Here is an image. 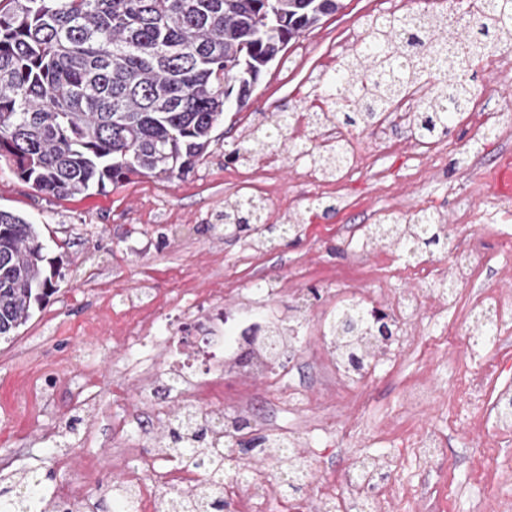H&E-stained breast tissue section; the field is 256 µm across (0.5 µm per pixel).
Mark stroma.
<instances>
[{
  "label": "stroma",
  "instance_id": "obj_1",
  "mask_svg": "<svg viewBox=\"0 0 512 512\" xmlns=\"http://www.w3.org/2000/svg\"><path fill=\"white\" fill-rule=\"evenodd\" d=\"M341 9L292 41L261 75L246 106L228 104L210 144L193 170L172 180L135 176L85 194L58 198L34 190L0 165V209L34 224L48 262L57 267L56 291L12 339L0 340V474L43 475L46 498H59L75 481L88 482L80 512H122L120 486L127 470L150 467L143 456L116 458L121 429L148 421L149 446L165 440L185 400H147L132 366L126 338L138 327L121 296H155V313L179 349L195 356L198 378L215 375L216 359L200 327L232 333L224 312L252 303L254 313L276 310L302 319L305 363L282 381L229 370L224 399L214 412L234 413L244 393L261 414L250 417L249 437L266 424L304 439L308 474L298 492L274 483L272 504L300 501L305 512H324L321 484L344 480L352 451L394 457L397 468L378 488L395 496L389 512H512V432L501 430L497 397L512 392V319L500 322L483 348L466 342L470 311L485 295L512 296V204L486 192L485 176L502 153H512V48L493 50L470 74L475 101L449 135L424 146L409 128H394L398 145L387 149L370 128L334 120L345 140L359 147L356 165L330 179L310 180L308 161L291 146L265 166L228 162L227 154L250 130L288 110L334 112L326 77L337 62L359 52L358 33L369 16L428 10L447 15L443 35L466 38L465 0H341ZM498 123L495 138L468 153L476 121ZM260 198L264 221H297L295 235L252 249L248 235L224 227V203ZM434 204L447 225V250L422 263L445 276L472 260L480 272L457 285L458 303L443 325L426 315L392 328L385 349H373L361 377L322 379L320 331L336 310L353 301L389 302L417 289L404 275L401 252L375 244L369 252L344 242L366 224L392 217L406 222ZM480 393L458 408L448 398L465 381ZM422 384L425 399L414 398ZM434 437L442 449L421 456L418 441Z\"/></svg>",
  "mask_w": 512,
  "mask_h": 512
}]
</instances>
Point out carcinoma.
I'll return each mask as SVG.
<instances>
[{
  "label": "carcinoma",
  "instance_id": "obj_1",
  "mask_svg": "<svg viewBox=\"0 0 512 512\" xmlns=\"http://www.w3.org/2000/svg\"><path fill=\"white\" fill-rule=\"evenodd\" d=\"M340 0H0V160L42 193L74 196L133 175L172 178L191 170L210 143L227 103L246 104L269 64L291 41L339 9ZM471 35L451 42L442 21L427 12L382 18L371 24L361 51L336 65L329 96L347 125L370 126L412 92L423 91L412 128L430 144L469 110L474 92L466 74L512 40V0H470ZM288 113L244 137L228 159L246 160L282 144ZM310 158L324 175L341 172L349 150L339 142ZM263 205L238 198L224 206L235 231L270 232ZM371 240L414 258L443 246L448 234L431 214L411 228L370 231ZM33 224L0 209V339H8L56 291L57 269L46 272ZM361 308L336 311V332L360 363ZM219 417L200 425L191 413L175 418L168 450L204 475L226 476L212 447ZM286 465L281 480L295 487L305 474L295 449H265ZM40 479L26 473L0 490V512H71L44 498ZM213 512L221 497L165 488L161 507L171 512Z\"/></svg>",
  "mask_w": 512,
  "mask_h": 512
}]
</instances>
